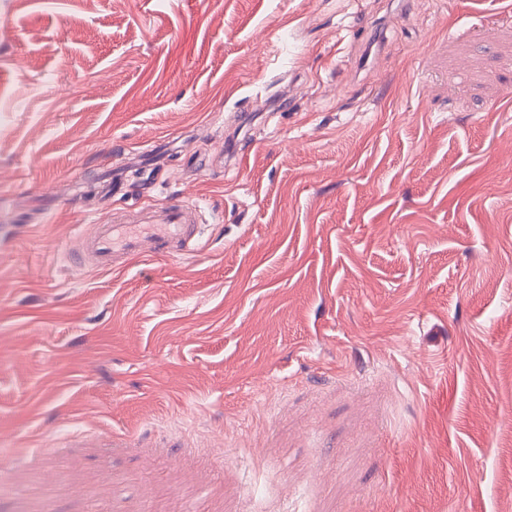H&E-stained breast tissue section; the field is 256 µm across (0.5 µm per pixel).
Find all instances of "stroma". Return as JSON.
<instances>
[{"label":"stroma","instance_id":"obj_1","mask_svg":"<svg viewBox=\"0 0 512 512\" xmlns=\"http://www.w3.org/2000/svg\"><path fill=\"white\" fill-rule=\"evenodd\" d=\"M511 186L512 0H0V512H512ZM198 219L196 206L186 201L141 208L132 219L113 213L89 233H79L82 251L76 260L116 271L145 256L192 254L200 249Z\"/></svg>","mask_w":512,"mask_h":512}]
</instances>
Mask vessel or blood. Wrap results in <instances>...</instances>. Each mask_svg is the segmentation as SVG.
I'll list each match as a JSON object with an SVG mask.
<instances>
[{
  "label": "vessel or blood",
  "instance_id": "1",
  "mask_svg": "<svg viewBox=\"0 0 512 512\" xmlns=\"http://www.w3.org/2000/svg\"><path fill=\"white\" fill-rule=\"evenodd\" d=\"M198 219L195 205L186 201L142 208L130 219L112 216L81 235L79 261L116 271L146 256L197 252Z\"/></svg>",
  "mask_w": 512,
  "mask_h": 512
}]
</instances>
